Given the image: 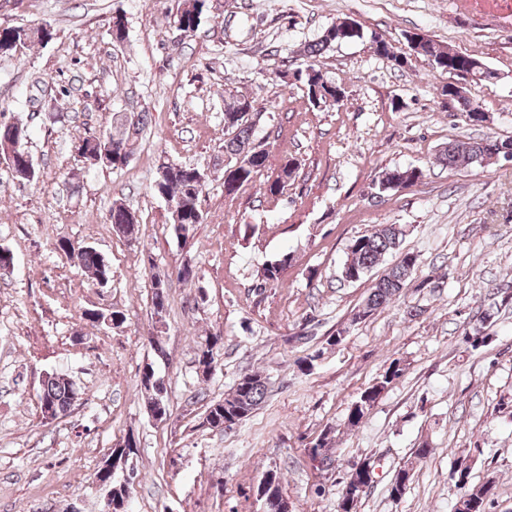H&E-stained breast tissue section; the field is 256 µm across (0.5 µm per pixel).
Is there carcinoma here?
I'll list each match as a JSON object with an SVG mask.
<instances>
[{"label": "carcinoma", "instance_id": "obj_1", "mask_svg": "<svg viewBox=\"0 0 512 512\" xmlns=\"http://www.w3.org/2000/svg\"><path fill=\"white\" fill-rule=\"evenodd\" d=\"M208 10V0H178L174 22L191 28L199 26L201 16ZM23 28L6 27L0 29V55H10L16 52L15 42L21 37ZM332 28L325 29L319 40L307 46L304 54L311 60H316L335 41L328 38ZM431 52L441 56L436 62V68H463L469 64V60L463 56L449 55L450 49L442 47L433 40H427ZM307 89L320 85L325 86L329 78L321 70L311 63L296 76ZM147 121V113L141 112L135 117L117 116L113 119L112 127L99 133L89 132L79 140L76 146L81 157L91 147V140L96 135L112 138L117 147L128 151L133 145V140L143 131ZM16 123H0V151L9 149L14 153L15 166L12 169L14 176L25 181L24 176L25 156L28 152L19 145L16 140ZM227 137L224 138V158L235 161L236 157L245 151L251 150L253 145L252 127L239 121L233 122L226 128ZM512 147L509 140H501L487 137L479 141L471 139H457L448 143L439 156V162L452 170L459 167L472 166L479 161H487L499 158L505 154V150ZM267 154L261 150L254 155L251 167L237 175V187L249 183L253 174L265 167ZM200 170L195 167L170 163L165 178L153 184V192L164 199L168 207L176 208L179 212L181 225L186 227V235L182 241L186 242L193 236L196 225L203 223L204 216L199 208V198L204 191L200 185L198 174ZM294 171L283 167L277 177L268 183L266 192L271 196L283 194L285 187L293 177ZM424 176L423 170L416 166L393 168L384 173L381 184L390 185L398 183L405 189L417 183ZM128 208L121 202H114L109 213L110 224L115 231L128 223ZM404 231L397 224H384L380 228L356 237L349 246L347 259L343 265V271L350 269L357 274V280H364L376 268L384 256L388 253H403V259L396 265L388 268L378 277L370 288V292L362 303V307L372 315L380 309L389 306L399 296L409 277L418 269V257L412 252H402ZM55 249L63 252L69 258H76L77 265L85 272L92 284L96 285L100 280H110L112 271L104 257L91 246H74L67 240H59ZM290 264V256L284 255L266 265L257 273V287L265 288L278 283ZM151 305L153 315L158 321H163L167 311V277L156 273L152 277ZM498 303L493 302L480 316L479 322L464 333L463 339L476 348L485 343L488 334L485 333L486 324L493 323L495 310ZM224 346L223 337L209 336L205 340L197 354V366H210L218 363L220 352ZM405 372V365L398 359L391 361L386 370L379 375L376 381L365 389L348 409L347 421L355 426L362 421L366 413L374 406L391 385L399 380ZM267 378L258 372L242 376V381L236 382L230 392L223 398L212 401L207 407L204 423L213 426L218 419L232 427L248 418L263 402L267 393ZM78 396L77 390L69 379L62 375L52 374L42 380L41 393L39 395L40 406H48L55 412L65 415L70 410ZM141 397L149 408H155L162 414L169 411L168 389L164 384H159L152 389H144ZM333 430H323L316 442L309 449V458L315 468L328 469L332 467L334 460L330 454L333 445ZM399 472L405 474L407 482L393 481L390 484V496L394 499L401 498L412 482V469L403 466ZM449 479L454 484L452 491V512H486L487 495L491 483L474 484L471 482L470 467L460 462L451 468Z\"/></svg>", "mask_w": 512, "mask_h": 512}]
</instances>
